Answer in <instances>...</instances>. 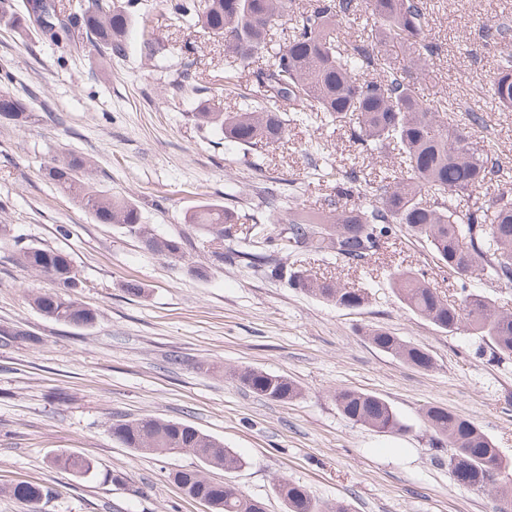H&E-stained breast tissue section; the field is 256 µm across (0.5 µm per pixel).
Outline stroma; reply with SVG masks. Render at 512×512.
Listing matches in <instances>:
<instances>
[{
	"label": "stroma",
	"instance_id": "35a3bbf8",
	"mask_svg": "<svg viewBox=\"0 0 512 512\" xmlns=\"http://www.w3.org/2000/svg\"><path fill=\"white\" fill-rule=\"evenodd\" d=\"M136 13L158 39L197 46L211 107L229 112L256 93L249 79L225 91L221 43L175 20L170 0H137ZM427 13L441 52L418 83L421 97L478 112L477 136L512 177V108L489 91L496 58L483 39L486 25L512 24V0H427ZM167 76V61L147 57L139 30H131L125 56L102 68L66 44L22 40L0 20V90L29 108L27 122L0 121V224L11 226L15 244L66 254L83 283L78 301L96 313L82 327L45 317L32 298L49 282L13 260L15 245L0 248V512H26L7 492L20 482L55 490L44 512H204L172 480L199 467L195 456L140 455L113 440V422L143 415L191 425L241 455V470L206 474L266 512H284L274 491L282 479L319 502L346 501L351 512H496L494 493L453 480L448 451L433 444L422 411L439 405L465 416L512 459V360L399 304L389 285L397 266L448 288L426 243L398 236L369 267L312 261V272L364 292V305L346 310L216 261L208 235L184 221L196 206L232 207L271 183L321 208L327 189L303 178L318 144L350 167L357 148L348 127L289 125L257 169L252 152L195 124L194 95L166 98ZM65 150L95 163V191L131 198L156 234L184 239L185 260L169 262L61 194L43 172ZM198 265L207 276L194 274ZM131 283L140 294L128 293ZM371 327L426 348L433 367L376 349L364 336ZM241 366L288 376L300 397L279 403L253 394L225 374ZM345 388L382 397L405 432L385 435L348 420L334 400ZM59 452L93 458L97 475L51 468L48 458ZM115 471L124 483L110 481Z\"/></svg>",
	"mask_w": 512,
	"mask_h": 512
}]
</instances>
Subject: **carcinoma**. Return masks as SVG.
<instances>
[{"label":"carcinoma","instance_id":"1","mask_svg":"<svg viewBox=\"0 0 512 512\" xmlns=\"http://www.w3.org/2000/svg\"><path fill=\"white\" fill-rule=\"evenodd\" d=\"M57 27L29 22L28 11L9 14L8 22L20 38L36 35L52 43H68L74 50L101 58H120L134 23L130 6L122 0H91L80 14L68 13L61 0H50ZM370 11L371 34L343 36L341 27L359 8ZM178 20H186L223 39L224 79L232 84L251 75L261 93L235 112H213L204 104L192 113L201 126L217 129L224 141L256 152L280 143L288 123L349 125L359 147L357 163L343 170L322 158L318 181L332 188L328 207L299 212L277 185H268L247 199L245 220L237 232L238 214L226 206L205 204L185 216V223L208 228L219 261L242 264L268 279L285 280L291 288L346 309L365 304L360 290L333 277H317L304 266L307 260L332 256L348 265H369L384 254L389 240L404 232L424 241L441 268L463 280L478 273L494 283H512V182L501 181L492 194L478 188L492 181L496 163L472 133L482 117L473 111L457 114L422 98L416 90L427 61L440 46L428 36L426 0H316L313 8L294 18H282L292 0H178L171 6ZM144 48L151 58L170 53L166 45L143 30ZM485 45L497 57L491 92L504 107H512V28L490 24ZM408 54L398 60L388 48ZM196 46L186 43L177 52L166 91L173 97L204 90L195 80ZM266 65L254 69L259 60ZM0 118L21 124L29 118L27 103L0 93ZM395 151L404 166L401 176L369 179L364 171ZM93 162L68 153L45 168L44 177L73 198L99 224H122L145 247L172 261L184 258V241L160 237L142 223L138 206L92 190ZM362 193L364 202L347 207L344 200ZM470 205L460 211L458 200ZM300 265L288 270L284 259ZM17 263L54 284L33 298L44 316L67 325L88 326L95 313L71 297L80 285L71 260L64 253L29 245L15 252ZM390 288L404 309L436 328L453 333L465 328L492 345L499 359L512 358V313L499 310L481 291L460 289L455 300L433 287L425 273L396 268ZM368 342L401 362L422 370L433 367L427 349L378 328L366 333ZM232 378L259 397L285 402L299 394L290 378L254 368H232ZM336 405L349 420L378 433L405 430L400 418L382 398L341 389ZM423 418L432 437L447 446L448 470L467 490L492 491L497 500H512V461L471 420L440 406H429ZM112 437L142 454L186 452L206 467L233 472L243 459L212 436L183 423L144 415L112 424ZM51 466L74 476H94L97 465L78 454L61 452ZM173 479L186 492L224 499L216 512H265L263 504L235 486L209 480L190 469ZM275 492L285 512H349L338 501H316L301 485L280 480ZM26 503L48 502L53 491L30 484L10 490Z\"/></svg>","mask_w":512,"mask_h":512}]
</instances>
